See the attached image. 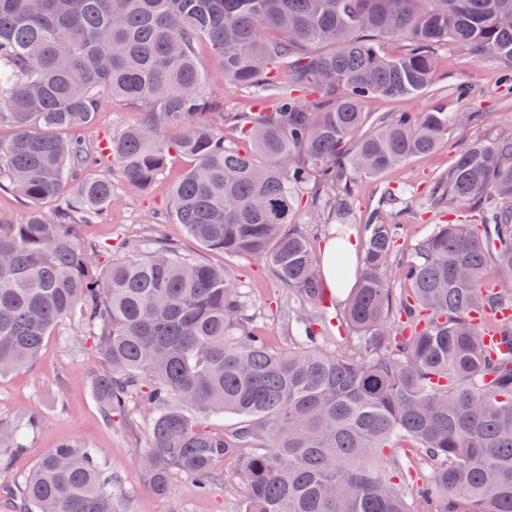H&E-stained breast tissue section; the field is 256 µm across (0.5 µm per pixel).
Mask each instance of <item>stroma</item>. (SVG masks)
Here are the masks:
<instances>
[{
	"label": "stroma",
	"instance_id": "35a3bbf8",
	"mask_svg": "<svg viewBox=\"0 0 512 512\" xmlns=\"http://www.w3.org/2000/svg\"><path fill=\"white\" fill-rule=\"evenodd\" d=\"M203 63L213 75L205 89L208 96L223 99L228 112L254 110V93L225 80L218 57L204 54ZM507 70L496 57L476 56L465 47L451 44L439 52L438 78L431 92L401 100L373 98L365 102V112L376 117L394 112L416 114L439 106L451 114L476 112L481 120L475 125L450 127L447 144L430 157L410 159L401 168L377 178L358 179L352 188L353 207L348 217L353 240H364L366 224L380 209L389 220L401 225L399 244L408 258H415L418 243L433 225L447 221L445 213L431 206L438 177L474 141H488L512 129V86L501 82ZM135 118V110L124 100L104 97L94 124L84 131L85 139L90 145H98ZM189 164L188 158L175 157L147 190L131 185L118 167H111L117 200L107 219L87 228V235L112 244V256L118 259L125 247L140 245L151 228L161 227L182 254L226 268L248 301V314L275 346L287 347L285 316L306 309V301L284 287L265 261L206 249L171 216L172 188ZM392 187L400 191L398 200L383 203L385 190ZM102 369V359L86 344L80 320L75 317L48 337L33 362L0 378V421L31 413L49 418L46 426L27 437L11 466L0 469V488L20 483L47 451L61 441L71 440L103 450L106 471L122 490L125 512H236L244 485L241 463L233 458L225 460L224 482L209 496H198L193 487L178 481L173 482L168 495L154 494L133 463L135 449L149 447L152 442L148 420L141 416L128 423L118 417L105 418L93 391L94 377Z\"/></svg>",
	"mask_w": 512,
	"mask_h": 512
}]
</instances>
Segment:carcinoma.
I'll use <instances>...</instances> for the list:
<instances>
[{"label": "carcinoma", "instance_id": "obj_1", "mask_svg": "<svg viewBox=\"0 0 512 512\" xmlns=\"http://www.w3.org/2000/svg\"><path fill=\"white\" fill-rule=\"evenodd\" d=\"M390 38L406 48L387 54ZM448 43L512 66V0H0V126L13 131L0 188L31 203L0 219V378L78 311L104 360L106 418L150 414L134 464L160 497L175 477L207 496L234 457L238 512H512V317L495 318L512 308V132L472 143L436 182L434 206L480 223L438 225L409 261L400 225L377 212L360 263L344 250L356 178L427 157L450 124L477 120L363 111L433 88ZM203 45L259 112L206 95ZM104 95L138 118L90 152L78 131ZM167 132L192 160L172 190L177 222L211 250L266 261L313 306L288 317V349L255 329L225 269L158 232L117 260L80 233L114 185L76 171L110 156L148 188L171 162ZM307 193L336 221V279H356L334 344L320 263L294 226ZM43 425L0 421V468ZM102 456L59 444L10 491L15 512H121Z\"/></svg>", "mask_w": 512, "mask_h": 512}]
</instances>
